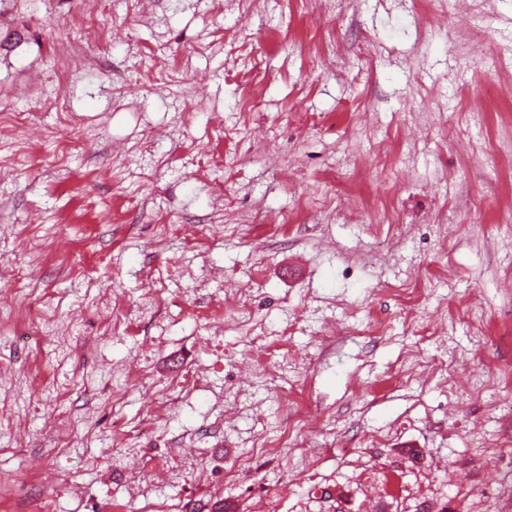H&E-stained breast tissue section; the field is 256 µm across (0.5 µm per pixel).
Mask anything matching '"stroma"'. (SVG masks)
Segmentation results:
<instances>
[{"label":"stroma","mask_w":512,"mask_h":512,"mask_svg":"<svg viewBox=\"0 0 512 512\" xmlns=\"http://www.w3.org/2000/svg\"><path fill=\"white\" fill-rule=\"evenodd\" d=\"M84 7L0 0V512H512V0H107L67 70ZM93 10L84 14L74 26V35L66 42L70 67H85L93 58V47L102 39V34L93 22Z\"/></svg>","instance_id":"1"}]
</instances>
